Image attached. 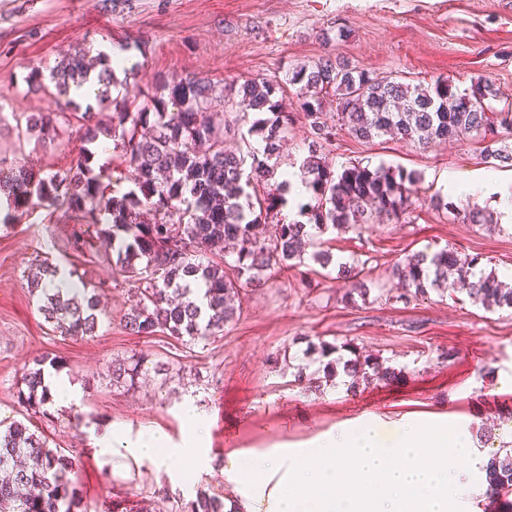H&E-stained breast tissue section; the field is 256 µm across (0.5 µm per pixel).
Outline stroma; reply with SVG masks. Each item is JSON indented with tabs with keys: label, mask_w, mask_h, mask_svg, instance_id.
<instances>
[{
	"label": "stroma",
	"mask_w": 512,
	"mask_h": 512,
	"mask_svg": "<svg viewBox=\"0 0 512 512\" xmlns=\"http://www.w3.org/2000/svg\"><path fill=\"white\" fill-rule=\"evenodd\" d=\"M346 28L347 38L323 43L320 31ZM125 50L133 66L112 93L140 100L161 78L199 73L222 86L254 78L279 81L289 66L330 54L378 77L423 83L445 79L476 90L488 82L498 91L492 105L512 109V0H0V156L6 167L44 158L57 169L77 154L69 136L51 142L17 139L18 118L65 112L66 97L54 87L29 88L31 68L49 75L78 43L97 50L102 42ZM291 115L281 169L307 156L309 128L294 89L278 96ZM322 155L333 171L350 163L387 164L421 172L413 206L401 223L367 225L360 232L320 237L331 267L308 262L304 272L272 271L266 287L240 293L241 316L222 336L182 344L158 334L132 336L120 318L135 300L133 287L114 281L106 264L78 257L65 244L73 232L96 242L95 227L40 213L0 223V424L21 419L17 402L22 374L34 358L50 354L79 394L77 404L49 405L31 423L80 461L79 483L87 512L118 496L148 501L155 492L193 499L206 490L235 504L239 495L220 474L184 487L148 463L100 455L92 437L122 427L131 434L161 432L171 443L185 438V408L206 425L212 455L231 459L246 449L305 448L316 437L360 421L377 424L384 440L396 424H439L474 439V452L490 456L512 442V309H487L452 289L397 302L392 265L418 250L446 247L479 257L498 277H512V223L465 224L434 209L431 196L445 191L447 176L470 177L492 169L473 139L449 140L420 149L387 136L362 142L338 131ZM73 263L84 282L104 284L105 318L95 336L72 340L45 322L26 276L41 257ZM364 265L369 292L344 298L336 263ZM352 345L399 370L398 380L347 392L343 383L314 391L294 381L307 341ZM146 357L149 372L135 388L113 384L115 357ZM166 364L168 371L155 373ZM489 441H480L482 429ZM457 512H512V502L489 497L483 471L471 473L467 493L455 497Z\"/></svg>",
	"instance_id": "35a3bbf8"
}]
</instances>
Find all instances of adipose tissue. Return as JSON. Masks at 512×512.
<instances>
[{"label":"adipose tissue","instance_id":"ef3b65f1","mask_svg":"<svg viewBox=\"0 0 512 512\" xmlns=\"http://www.w3.org/2000/svg\"><path fill=\"white\" fill-rule=\"evenodd\" d=\"M185 422L179 448L165 434L132 437L119 427L95 444L107 457L177 470L186 484L221 471L246 512H453L449 488L468 487L453 462L471 455V443L443 426L406 422L386 442L374 424L359 422L309 448L240 451L219 469L203 446V423L191 411Z\"/></svg>","mask_w":512,"mask_h":512}]
</instances>
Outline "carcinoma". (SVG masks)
Returning a JSON list of instances; mask_svg holds the SVG:
<instances>
[{
    "label": "carcinoma",
    "instance_id": "obj_1",
    "mask_svg": "<svg viewBox=\"0 0 512 512\" xmlns=\"http://www.w3.org/2000/svg\"><path fill=\"white\" fill-rule=\"evenodd\" d=\"M96 76L99 111L80 115L77 159L64 171L47 166L20 167L0 172V193L9 200L3 223L15 217L45 211L50 220L58 211L78 224L100 226L97 234L112 241V273L136 286L138 301L123 314L122 324L133 336L158 332L191 343L224 335V328L240 317V290L266 284V274L297 270L312 259L328 264V254L313 250L314 238L329 230L346 232L364 228L375 215L390 222L411 206V195L420 180L416 172L383 165L369 168L359 163L335 172L322 161L321 150L341 128L358 140L393 135L426 149L436 139L482 137L484 157L500 168H512V147L487 131L499 124L512 128V110L493 112L484 100L497 97L485 84L479 99L458 92L446 80L432 85L405 82L397 77L378 78L349 63L326 57L286 72L284 84L296 89L311 134L309 154L302 162L310 202L301 206L309 223L273 221L285 202L289 181L258 190L259 182L275 174L283 141L288 136L289 113L278 111L272 101L279 83L265 79L244 82L234 98L216 92L204 77H185L162 87L170 91L172 105L158 93L144 95L117 112L111 109L115 86L108 57L87 59L80 51L50 73V81L65 93ZM332 96L335 111H326V96ZM225 102L241 113L240 119L258 115L247 134L257 135L264 146L246 153L224 149V138L236 134V126H217L210 110L215 101ZM18 135L55 139L62 133L58 115L38 113L17 126ZM112 141L120 154L132 188L124 193L111 189L102 173H93L91 147ZM434 205L468 224H490L486 211L436 197ZM215 241L236 246V259L208 257ZM479 259L459 258L451 249L433 253L418 251L394 267L401 283L396 300L409 302L438 290L448 282L486 308L512 309V283L494 272L477 269ZM59 263L42 260L30 274L31 291L40 302L44 318L60 335L83 338L95 334L103 315L96 288H78L74 269L65 270L69 286L56 279ZM339 277L351 283L349 294L364 296L368 289L363 270L338 264ZM317 356L324 379L348 378L354 393L362 383L398 378L390 367L355 348L349 356L334 344L307 343L303 356ZM62 367L57 359L42 356L24 373L19 401L39 410L52 403L44 383L46 367ZM145 368V358L131 356L112 362V383L133 386ZM78 460L50 446L47 436L21 421L0 432V512H85L77 480ZM492 496H512V448L493 454L486 466ZM104 512H224V500L205 491L182 504H172L167 491L149 507L128 497L112 501Z\"/></svg>",
    "mask_w": 512,
    "mask_h": 512
}]
</instances>
